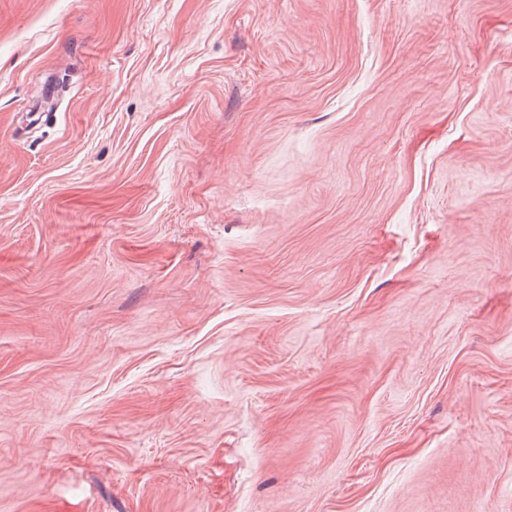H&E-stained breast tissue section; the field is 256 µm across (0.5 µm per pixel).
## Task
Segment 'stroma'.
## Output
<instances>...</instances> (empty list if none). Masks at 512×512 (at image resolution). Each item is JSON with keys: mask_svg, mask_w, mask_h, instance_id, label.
<instances>
[{"mask_svg": "<svg viewBox=\"0 0 512 512\" xmlns=\"http://www.w3.org/2000/svg\"><path fill=\"white\" fill-rule=\"evenodd\" d=\"M0 512H512V0H0Z\"/></svg>", "mask_w": 512, "mask_h": 512, "instance_id": "35a3bbf8", "label": "stroma"}]
</instances>
